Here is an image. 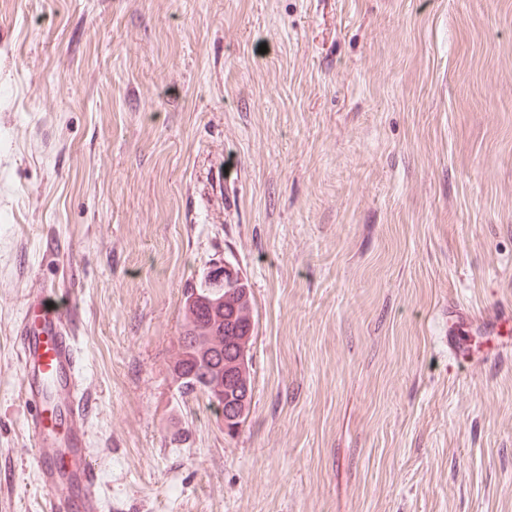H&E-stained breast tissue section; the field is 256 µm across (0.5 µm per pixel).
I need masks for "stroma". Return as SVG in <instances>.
I'll use <instances>...</instances> for the list:
<instances>
[{
  "label": "stroma",
  "instance_id": "stroma-1",
  "mask_svg": "<svg viewBox=\"0 0 512 512\" xmlns=\"http://www.w3.org/2000/svg\"><path fill=\"white\" fill-rule=\"evenodd\" d=\"M228 261L256 322L226 434L171 374ZM73 300L102 512H512V0H0V512H49L29 289ZM208 276H209V279L212 281V283L214 284V286H216L217 288H222V286H224V296L223 295H220L222 294V291H220L219 293H217L216 295L218 297L216 298H212L211 296H207L206 298L202 297L201 295H204L206 293H204L205 290H209V285L205 282V284L203 285V282L201 281L200 284L197 286H195V288L198 290H195L194 291V294L192 296V298L190 299L189 303L191 305V309H187V319H186V313H185V308H186V303L185 301L187 300V297L186 295L189 293V290H193L194 287H191L189 289H187L184 294H183V306H182V310H183V323H182V328L184 327V322H185V328L182 330V338H184V336H189L191 333L187 331V333L185 332L186 330H189L194 322L195 324V330L199 329V330H204L206 329L213 320H218V316L219 318H224V316L222 315V311L224 312L225 310V302H224V298H225V301H234L235 299H240V298H244L245 302H252V305H254V298H253V293H252V290H251V287L248 283V280L247 278H245L244 276L243 277H232L230 278L229 276L224 278L226 276V274H229L231 276H233L235 273H236V270L235 268L229 264L228 262H224L223 265H219V266H213L212 268H210L208 271ZM201 293V295L198 294ZM201 302L205 303V304H211L213 305L215 308H216V313L218 314V316L216 315V313H212V310L209 309L208 307H205L203 306V304L199 307H196V313H197V317L194 318L193 316V311H194V308L192 307V305L194 303L196 304H200ZM194 319V321H193ZM186 320V321H185ZM213 323V322H212ZM186 333V335H185ZM448 319V353L458 365L512 352V313L477 319L459 312Z\"/></svg>",
  "mask_w": 512,
  "mask_h": 512
}]
</instances>
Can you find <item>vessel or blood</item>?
<instances>
[{
  "instance_id": "obj_1",
  "label": "vessel or blood",
  "mask_w": 512,
  "mask_h": 512,
  "mask_svg": "<svg viewBox=\"0 0 512 512\" xmlns=\"http://www.w3.org/2000/svg\"><path fill=\"white\" fill-rule=\"evenodd\" d=\"M75 312L44 288L29 291L17 324L24 426L37 448L35 470L54 496L49 512H101L96 463L88 449L94 405L80 380ZM448 353L458 365L512 352V313L448 321Z\"/></svg>"
}]
</instances>
